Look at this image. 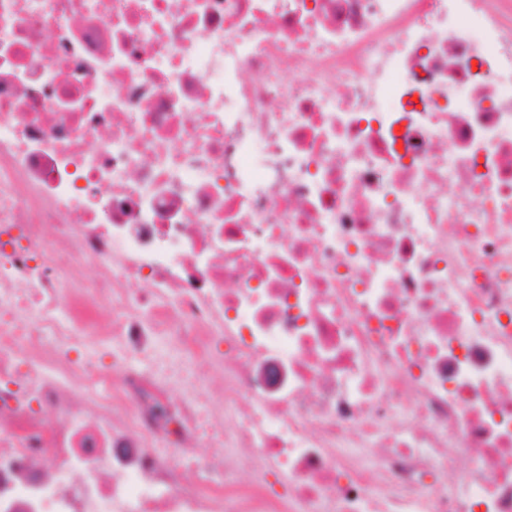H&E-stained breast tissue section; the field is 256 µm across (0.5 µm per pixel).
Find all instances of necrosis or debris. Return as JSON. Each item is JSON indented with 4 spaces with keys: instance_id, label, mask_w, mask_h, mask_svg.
Returning a JSON list of instances; mask_svg holds the SVG:
<instances>
[{
    "instance_id": "obj_1",
    "label": "necrosis or debris",
    "mask_w": 512,
    "mask_h": 512,
    "mask_svg": "<svg viewBox=\"0 0 512 512\" xmlns=\"http://www.w3.org/2000/svg\"><path fill=\"white\" fill-rule=\"evenodd\" d=\"M0 512H512V0H0Z\"/></svg>"
}]
</instances>
